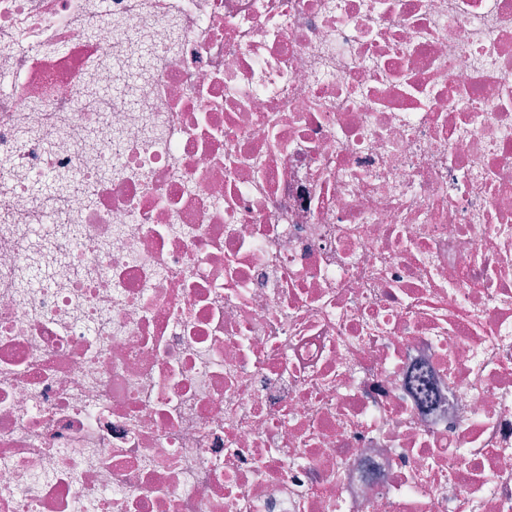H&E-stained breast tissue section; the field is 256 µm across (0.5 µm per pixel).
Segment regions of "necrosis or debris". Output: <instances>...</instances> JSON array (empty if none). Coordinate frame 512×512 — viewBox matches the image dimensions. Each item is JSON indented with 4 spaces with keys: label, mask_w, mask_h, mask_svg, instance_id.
<instances>
[{
    "label": "necrosis or debris",
    "mask_w": 512,
    "mask_h": 512,
    "mask_svg": "<svg viewBox=\"0 0 512 512\" xmlns=\"http://www.w3.org/2000/svg\"><path fill=\"white\" fill-rule=\"evenodd\" d=\"M0 512H512V0H0Z\"/></svg>",
    "instance_id": "4bbe7bcc"
}]
</instances>
